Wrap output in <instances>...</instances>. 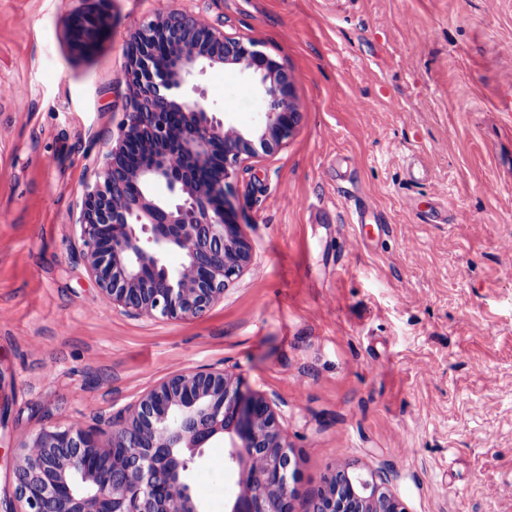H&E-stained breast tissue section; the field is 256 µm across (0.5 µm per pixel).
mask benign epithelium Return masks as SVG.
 I'll list each match as a JSON object with an SVG mask.
<instances>
[{
    "label": "benign epithelium",
    "instance_id": "1",
    "mask_svg": "<svg viewBox=\"0 0 512 512\" xmlns=\"http://www.w3.org/2000/svg\"><path fill=\"white\" fill-rule=\"evenodd\" d=\"M104 25L102 15L76 13L71 36L86 45ZM226 65L249 72L267 99L246 132L225 125L198 83L206 69ZM124 80L125 121L82 202L86 268L127 312L195 318L224 300L250 264L233 182L298 125L293 81L255 43L178 9L134 30ZM172 253L181 256L176 267ZM104 424L106 448L81 425L32 435L22 446L13 512H200L186 472L219 440L239 471L230 512H294L297 460L273 406L222 369L177 374ZM313 504L311 512H405L383 483L348 470L335 473Z\"/></svg>",
    "mask_w": 512,
    "mask_h": 512
}]
</instances>
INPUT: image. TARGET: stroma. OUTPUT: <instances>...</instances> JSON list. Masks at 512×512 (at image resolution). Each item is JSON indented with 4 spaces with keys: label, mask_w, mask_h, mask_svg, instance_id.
Wrapping results in <instances>:
<instances>
[{
    "label": "stroma",
    "mask_w": 512,
    "mask_h": 512,
    "mask_svg": "<svg viewBox=\"0 0 512 512\" xmlns=\"http://www.w3.org/2000/svg\"><path fill=\"white\" fill-rule=\"evenodd\" d=\"M173 8L255 42L302 112L234 182L249 267L179 322L114 307L79 226L129 34ZM77 11L108 21L82 47ZM511 53L512 0H0V512L32 433L201 367L272 402L295 512L347 467L406 512H512ZM199 84L228 125L266 108L239 68ZM238 479L216 442L189 483L229 512Z\"/></svg>",
    "instance_id": "35a3bbf8"
}]
</instances>
